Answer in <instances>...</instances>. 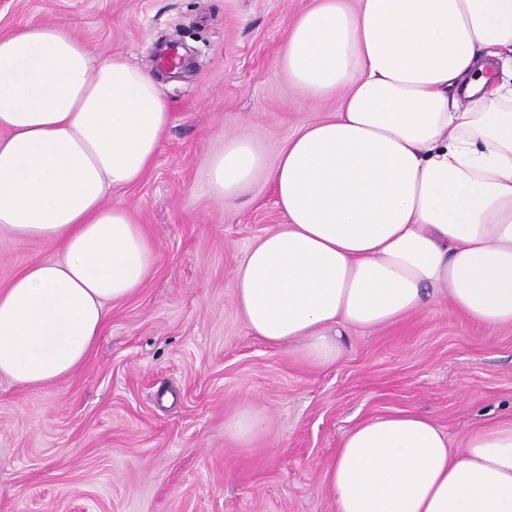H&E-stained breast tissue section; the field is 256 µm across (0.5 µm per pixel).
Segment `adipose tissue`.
<instances>
[{"instance_id":"ef3b65f1","label":"adipose tissue","mask_w":512,"mask_h":512,"mask_svg":"<svg viewBox=\"0 0 512 512\" xmlns=\"http://www.w3.org/2000/svg\"><path fill=\"white\" fill-rule=\"evenodd\" d=\"M512 0H317L277 60L301 97L340 95L275 155L224 137L206 179L233 203L258 179L285 222L233 273L248 331L320 367L353 329L447 298L467 320L512 325ZM171 112L150 71L99 58L69 25L0 35V231L51 242L0 290V376L26 387L81 366L109 305L156 254L112 190L139 181ZM336 512H512V420L453 451L398 411L343 437L327 474Z\"/></svg>"}]
</instances>
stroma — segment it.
<instances>
[{"instance_id":"35a3bbf8","label":"stroma","mask_w":512,"mask_h":512,"mask_svg":"<svg viewBox=\"0 0 512 512\" xmlns=\"http://www.w3.org/2000/svg\"><path fill=\"white\" fill-rule=\"evenodd\" d=\"M314 0H0V33L65 22L101 56H123L161 85L172 124L136 184L112 191L152 238L141 288L111 304L84 364L49 386L0 378V512H335L327 471L360 420L398 410L432 418L452 447L512 418V326L466 320L447 300L344 338L316 368L253 336L232 288L249 246L284 218L270 183L233 205L203 171L224 133L266 153L335 112L276 68ZM187 62L158 65L160 45ZM55 245L0 234V289ZM262 411L243 444L224 421Z\"/></svg>"}]
</instances>
